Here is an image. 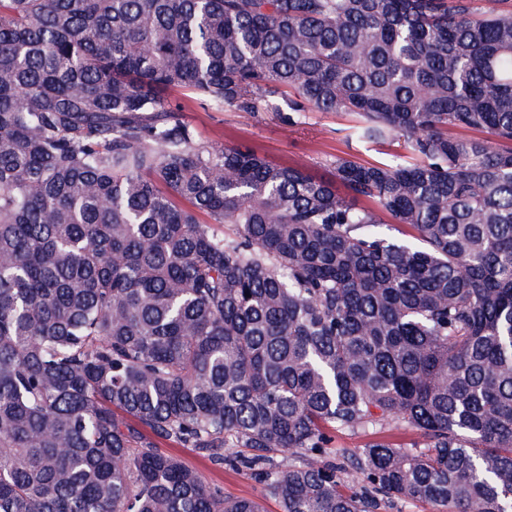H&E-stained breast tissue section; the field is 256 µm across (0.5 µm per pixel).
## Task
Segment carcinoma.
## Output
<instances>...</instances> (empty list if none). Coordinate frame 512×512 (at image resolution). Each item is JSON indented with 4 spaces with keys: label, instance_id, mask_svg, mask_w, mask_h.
I'll use <instances>...</instances> for the list:
<instances>
[{
    "label": "carcinoma",
    "instance_id": "1",
    "mask_svg": "<svg viewBox=\"0 0 512 512\" xmlns=\"http://www.w3.org/2000/svg\"><path fill=\"white\" fill-rule=\"evenodd\" d=\"M169 88L405 153L207 148ZM388 420L360 492L309 460ZM159 439L282 512H512V0H0V512H263ZM160 448L177 456L186 466L197 471L210 486L221 489L228 498H252L260 502L265 512H282L279 504L262 497L261 485L248 471L232 469L214 461L197 448H184L182 445L161 441ZM452 510L449 507L437 506L421 500H401L392 502L379 512H448Z\"/></svg>",
    "mask_w": 512,
    "mask_h": 512
}]
</instances>
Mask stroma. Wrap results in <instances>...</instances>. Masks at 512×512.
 I'll return each mask as SVG.
<instances>
[{
  "label": "stroma",
  "mask_w": 512,
  "mask_h": 512,
  "mask_svg": "<svg viewBox=\"0 0 512 512\" xmlns=\"http://www.w3.org/2000/svg\"><path fill=\"white\" fill-rule=\"evenodd\" d=\"M166 97L172 105L181 107L183 119L193 127L197 143L204 147L247 145L272 163L299 165L319 177L330 176L331 163L339 156L361 163L385 158V148L347 139L345 129L352 123L348 115L309 112L292 123L285 111L218 110L178 89L167 91ZM328 436L327 458L345 467L347 484L353 490L359 489L361 481L348 464L366 443L379 438L409 448L421 441L415 431L395 422L373 433L336 428L329 430ZM160 447L197 471L208 485L219 487L226 497L256 499L265 512H281L276 501L263 498L260 484L248 471L230 468L198 449L175 442L164 441Z\"/></svg>",
  "instance_id": "stroma-1"
}]
</instances>
